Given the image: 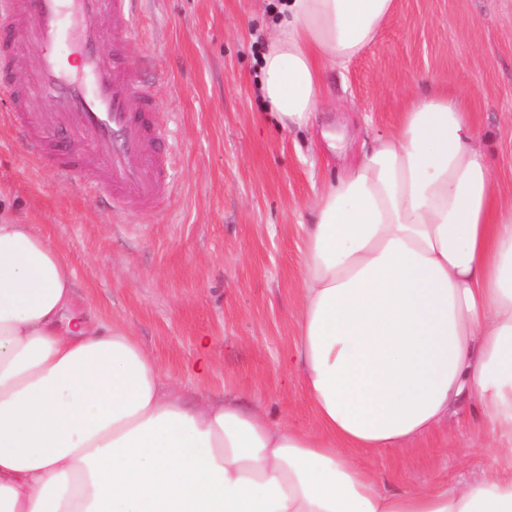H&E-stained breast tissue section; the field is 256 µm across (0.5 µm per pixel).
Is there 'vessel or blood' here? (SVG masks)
<instances>
[{"label":"vessel or blood","mask_w":512,"mask_h":512,"mask_svg":"<svg viewBox=\"0 0 512 512\" xmlns=\"http://www.w3.org/2000/svg\"><path fill=\"white\" fill-rule=\"evenodd\" d=\"M139 0H0V57L27 46L38 65L13 80L0 75L11 125L35 147L53 144L52 167L68 178L86 171L90 189L123 217L152 208L171 190L169 160L155 147V83L142 81L124 45ZM111 50H103L104 38Z\"/></svg>","instance_id":"obj_1"}]
</instances>
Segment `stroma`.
<instances>
[{
  "label": "stroma",
  "mask_w": 512,
  "mask_h": 512,
  "mask_svg": "<svg viewBox=\"0 0 512 512\" xmlns=\"http://www.w3.org/2000/svg\"><path fill=\"white\" fill-rule=\"evenodd\" d=\"M274 0H143L130 59L158 57L156 121L174 192L129 223L18 140L1 115L0 206L35 225L75 271V294L128 329L187 405L239 400L270 422L314 432L295 345L303 240L323 184L391 131L424 90L457 93L487 134L494 187L512 200V0H396L378 40L323 71L309 128L262 117L257 58ZM471 408L400 448L364 455L401 487L456 483L491 462Z\"/></svg>",
  "instance_id": "stroma-1"
}]
</instances>
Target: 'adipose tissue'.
<instances>
[{
    "label": "adipose tissue",
    "mask_w": 512,
    "mask_h": 512,
    "mask_svg": "<svg viewBox=\"0 0 512 512\" xmlns=\"http://www.w3.org/2000/svg\"><path fill=\"white\" fill-rule=\"evenodd\" d=\"M395 0H278L263 105L301 129L324 63L368 49ZM302 225L289 370L320 424L236 400L188 406L126 329L75 299L33 225L0 219V512H512V201L461 97L416 94L325 184ZM479 407L505 462L390 488L357 456Z\"/></svg>",
    "instance_id": "1"
}]
</instances>
